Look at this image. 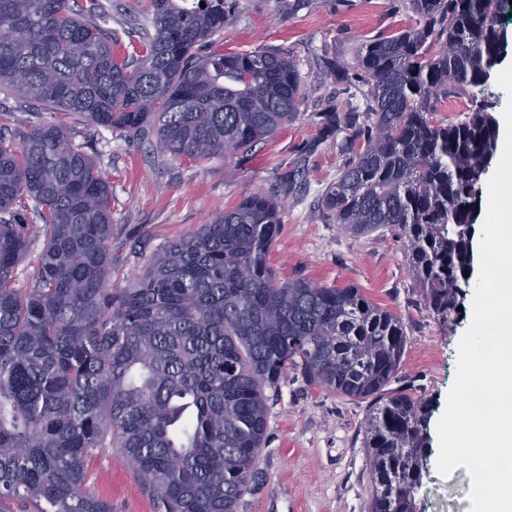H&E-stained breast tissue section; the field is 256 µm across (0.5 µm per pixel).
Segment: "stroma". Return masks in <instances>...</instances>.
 <instances>
[{"label":"stroma","mask_w":512,"mask_h":512,"mask_svg":"<svg viewBox=\"0 0 512 512\" xmlns=\"http://www.w3.org/2000/svg\"><path fill=\"white\" fill-rule=\"evenodd\" d=\"M230 22L211 39L224 53L274 49L293 59L301 83L294 118L247 153L194 164L161 153L155 135L132 138L67 119L75 143L104 171L112 190V282L127 285L170 241L195 232L217 213L258 193L282 204L280 230L268 262L283 280L359 288L398 316L406 334L392 386L432 400L440 420L457 372L459 343L471 310L453 325L434 319L413 281L402 244L380 230L344 233L323 207L327 189L349 160L351 130L322 138L315 113L334 104L364 109L361 91L336 79L332 64L354 68L360 46L405 28L402 0H227ZM150 0H112L109 25L120 48L136 37L132 17H145ZM367 404L311 384L301 371L284 376L268 402L262 478L241 498L237 512H369L372 485L363 443ZM88 488L112 512H155L135 470L114 449L93 457ZM471 479L465 467L441 475L436 455L417 494L420 512H469Z\"/></svg>","instance_id":"35a3bbf8"}]
</instances>
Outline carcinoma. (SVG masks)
Returning a JSON list of instances; mask_svg holds the SVG:
<instances>
[{
    "instance_id": "1",
    "label": "carcinoma",
    "mask_w": 512,
    "mask_h": 512,
    "mask_svg": "<svg viewBox=\"0 0 512 512\" xmlns=\"http://www.w3.org/2000/svg\"><path fill=\"white\" fill-rule=\"evenodd\" d=\"M414 23L358 53L366 108L320 113L352 158L323 205L354 236L402 242L426 307L458 316L500 96L482 95L507 53L506 0H405ZM105 0H0V93L55 115L21 140L0 130V512H112L87 489L91 458L116 448L156 512H237L259 480L268 397L289 369L367 400L370 512H417L431 400L390 391L401 320L358 288L280 281L268 265L279 203L258 193L171 241L112 287L110 185L63 117L139 136L204 163L250 150L297 113L282 52L202 53L224 0H151L131 56L116 55ZM463 99L460 121L434 118ZM35 213L39 223L28 224ZM44 238L30 288L15 270Z\"/></svg>"
}]
</instances>
